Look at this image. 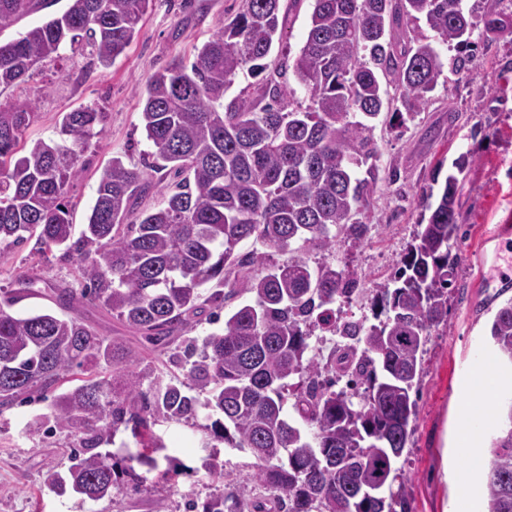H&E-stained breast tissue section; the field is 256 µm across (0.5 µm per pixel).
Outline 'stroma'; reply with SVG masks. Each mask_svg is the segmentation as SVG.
Here are the masks:
<instances>
[{
	"label": "stroma",
	"mask_w": 512,
	"mask_h": 512,
	"mask_svg": "<svg viewBox=\"0 0 512 512\" xmlns=\"http://www.w3.org/2000/svg\"><path fill=\"white\" fill-rule=\"evenodd\" d=\"M242 7V0H153L137 38L105 69L82 60L63 59L32 72L19 88L0 94V104L30 99L35 115L29 139L58 136L62 113L97 105L106 112L104 134L81 157L82 177L68 189L74 234H81L96 199L99 178L112 157L126 164L141 161L149 147L140 124L138 87L169 64L191 61L200 48ZM313 0H283L282 42L267 59L270 69L283 70L293 88V107L308 98L293 74V62L304 44ZM443 72L431 100L414 119L399 122L381 114L373 132L378 146L381 181L360 219L368 224L367 242L353 248L338 245L333 255L349 264L362 289L352 303L355 315L370 312L376 284L400 264L417 230L418 198L431 184L437 162L452 164L461 154L472 162L460 176L459 226L456 246L459 267L448 290V319L432 329L417 391L418 414L411 443L405 449V491L411 512H452L456 499L480 483L481 470L470 469L456 444L462 411L471 400L465 367L474 352L488 353L489 327L497 310L512 299V267L495 260L512 250V34L479 42L474 52L475 75H457L451 62L456 47H441ZM30 244L0 247V294L17 276L34 281L32 296L18 303L21 311L55 309L53 288L77 279L74 262H43L31 255ZM80 316L101 335L123 336L141 352L154 374L173 373L170 351L146 342L107 310L87 306ZM50 399L27 400L0 412V512H155L164 499L167 512H191V502H204L225 484L252 471L253 459L225 446L205 447L206 416L189 423L157 422L164 446L160 456L187 468L175 484H157L152 475L125 478L111 500H89L73 493L58 496L43 486L47 471H65L74 437L50 430L33 436L30 422L48 414ZM223 472L214 480L212 471Z\"/></svg>",
	"instance_id": "stroma-1"
}]
</instances>
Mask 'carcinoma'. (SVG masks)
Masks as SVG:
<instances>
[{
    "instance_id": "obj_1",
    "label": "carcinoma",
    "mask_w": 512,
    "mask_h": 512,
    "mask_svg": "<svg viewBox=\"0 0 512 512\" xmlns=\"http://www.w3.org/2000/svg\"><path fill=\"white\" fill-rule=\"evenodd\" d=\"M44 0H0V31ZM151 0H70L68 8L18 39L0 42V91L30 76L69 46L90 65L107 67L133 42ZM280 0H244L243 9L197 49L191 66L176 62L138 89L151 151L141 166L114 157L103 170L86 229L73 241L66 195L83 173L80 153L104 132L105 112L86 106L62 113L60 140L27 145L34 103L0 107V245L35 240L50 261L52 248L76 261L79 287L54 289L69 315L12 311L32 288L20 276L0 305V413L33 393L84 375L55 396L49 414L33 424L78 441L65 472L44 487L93 500L120 490L132 463L159 471L162 440L152 430L212 419L210 440L249 454L254 472L211 497L202 512H410L400 459L414 432L411 398L423 374L431 329L448 318V288L458 256V176L423 198L429 212L401 266L373 289L375 323L349 310L358 278L348 265L305 252L361 246L367 210L379 189L373 121L384 103L404 121L424 109L442 74L440 52L407 37L425 20L440 42L453 45L457 72H471L474 32H512L507 17L488 10L476 21L461 0H313L306 40L293 65L309 97L291 107L288 88L265 76L255 91L230 101L240 73L267 70L282 31ZM392 80L388 97L383 82ZM181 176L165 206L137 209L149 177ZM253 240L288 258L269 264L238 246ZM251 269L250 297L202 339L188 336L211 320L235 291L232 275ZM100 306L151 343L174 346L183 377L143 388L145 370L127 343L102 336L72 316ZM335 336L321 362L315 331ZM490 344L512 365V299L496 312ZM130 431L137 450L123 455L99 447ZM270 494L253 498L250 482ZM480 512H512V427L491 440Z\"/></svg>"
}]
</instances>
